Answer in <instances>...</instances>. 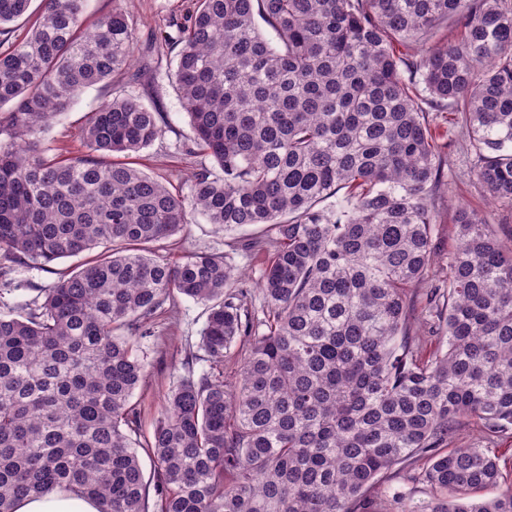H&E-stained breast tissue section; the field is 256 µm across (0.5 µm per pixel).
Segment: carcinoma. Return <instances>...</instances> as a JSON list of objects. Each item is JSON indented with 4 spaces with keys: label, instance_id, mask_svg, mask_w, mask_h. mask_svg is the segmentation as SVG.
<instances>
[{
    "label": "carcinoma",
    "instance_id": "obj_1",
    "mask_svg": "<svg viewBox=\"0 0 512 512\" xmlns=\"http://www.w3.org/2000/svg\"><path fill=\"white\" fill-rule=\"evenodd\" d=\"M86 2L42 0L0 50V254L47 269L98 250L0 313V512L73 490L99 512H512L492 451L512 428V247L488 215L457 214L427 307L439 344L410 334L442 168L427 108L467 131L474 178L512 205V0H193L174 73L185 156L220 173L196 169L186 196L131 162L168 125L132 92L92 114L85 152L48 156L51 120L135 54L120 0L90 29ZM29 5L0 0V36ZM450 23L460 37L438 41ZM195 212L226 234L265 226L245 244H274L260 307L229 253L154 252ZM180 296L206 306L189 357L205 368L176 377L142 443L138 338ZM464 420L481 440L443 451ZM421 460L429 499L369 496Z\"/></svg>",
    "mask_w": 512,
    "mask_h": 512
}]
</instances>
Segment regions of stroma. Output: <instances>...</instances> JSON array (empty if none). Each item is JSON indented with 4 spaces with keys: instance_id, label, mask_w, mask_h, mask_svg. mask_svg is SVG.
<instances>
[{
    "instance_id": "obj_1",
    "label": "stroma",
    "mask_w": 512,
    "mask_h": 512,
    "mask_svg": "<svg viewBox=\"0 0 512 512\" xmlns=\"http://www.w3.org/2000/svg\"><path fill=\"white\" fill-rule=\"evenodd\" d=\"M124 10L135 25L138 44H151L152 55L158 60L152 71L134 82L124 83L123 88L143 96L151 108L163 112L168 127L162 138L144 150L137 158L140 169L166 181L171 190L188 194V178L193 164L183 160L178 146L192 136L189 117L182 107L175 80L172 76L175 41L178 26L192 5L191 0H121ZM108 92L95 87L85 90L71 108L54 117L45 135L46 142L55 153L75 155L84 150L79 137L87 122ZM440 138H451L449 163L445 170L448 183L436 197L439 212L434 232V258L429 276L418 289L426 295L430 288L448 278V255L457 243L454 219L458 206L483 213H490L491 221L501 232L512 229V206L490 204L489 196L470 174L474 157L465 131L449 130L446 124L436 126ZM224 237L214 231L206 218L193 216L186 228L170 239L158 242L157 254L171 259L189 251H224ZM85 256L67 258L42 270L32 266L14 267L10 274L14 291L9 300L24 303L35 297L37 289L56 282L60 274L85 263ZM206 320L203 304L187 297H179L176 307L160 317L152 336L141 339L140 346L148 358L149 367L141 385L135 390L133 401L140 412V433L150 437L160 413L175 371L189 350L195 349Z\"/></svg>"
}]
</instances>
